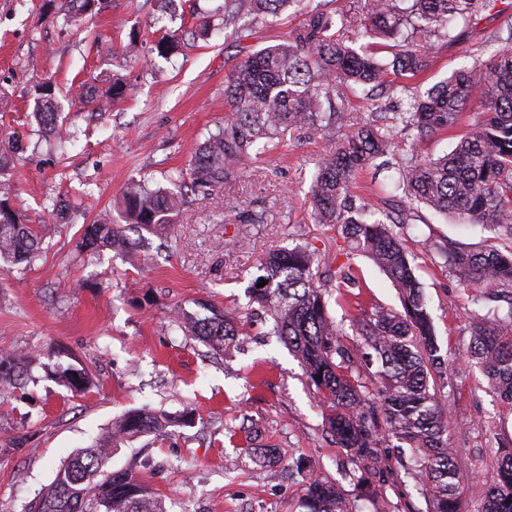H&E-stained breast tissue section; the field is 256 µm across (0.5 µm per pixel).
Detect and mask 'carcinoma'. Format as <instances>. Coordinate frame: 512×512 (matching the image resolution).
<instances>
[{"label":"carcinoma","mask_w":512,"mask_h":512,"mask_svg":"<svg viewBox=\"0 0 512 512\" xmlns=\"http://www.w3.org/2000/svg\"><path fill=\"white\" fill-rule=\"evenodd\" d=\"M291 0H224L219 9L224 29L236 28L243 15L264 22ZM499 0H367L366 11L321 9L280 42L252 52L224 84L229 111L224 124L195 152L192 183L212 188L242 174V163L260 142L273 140L283 128L318 135L327 150L310 188L312 218L336 227L347 248L364 254L398 289L402 310L373 305L353 320L359 340L341 339L339 324L328 312L330 289L336 304L351 305V289L360 287L350 267L336 268L302 245L269 253L249 285L251 300L272 322L271 333L300 362L309 384L327 404V432L356 465L353 480L364 492L351 501L342 486L319 475L310 477L303 512H363L370 477L386 471L384 444L409 453L401 464V482L423 499L421 512H461L456 450L450 444L447 409L431 382L446 377L448 355L442 353L433 319L412 260L394 233L395 224L421 217L415 205L466 224L501 231L502 248L450 251L437 242L426 248L439 266L472 288L512 287V32L487 63L475 61L454 71L424 94L409 81L423 73L440 44H453ZM354 31L373 41L355 47L344 37ZM384 42H378V39ZM179 36H162L153 51L168 57L179 50ZM373 95L380 90L405 94L408 107L387 116L363 117L350 109L346 91ZM480 96H475V92ZM46 100L36 113L42 128L53 133L59 113ZM480 119L438 158L422 155L420 144L438 131L456 127L463 113ZM379 158L395 162L396 177L379 204L358 193L357 174ZM183 198L151 189L141 180L122 195V215L142 232L130 240L121 224L83 226L81 247L95 252L111 247L132 251L148 236L169 233L177 223ZM241 224H263L259 210L227 205ZM43 235L26 224L0 198V261L30 265L39 257ZM265 286L258 287L261 281ZM207 315H180L177 327L223 355L236 345L240 321L206 302ZM461 359L479 367L489 387L512 402V301L472 317L471 339ZM28 356L0 354V385L21 377ZM375 385L370 391L363 375ZM177 417L145 406L124 413L112 430L73 454L55 472L31 512H169L164 499L128 469H110L112 449L141 435H164ZM482 512H512V448L501 452L498 478L483 492Z\"/></svg>","instance_id":"1"}]
</instances>
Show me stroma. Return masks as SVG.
Instances as JSON below:
<instances>
[{
  "label": "stroma",
  "mask_w": 512,
  "mask_h": 512,
  "mask_svg": "<svg viewBox=\"0 0 512 512\" xmlns=\"http://www.w3.org/2000/svg\"><path fill=\"white\" fill-rule=\"evenodd\" d=\"M224 0H98L92 13L64 23L46 0H0V141L21 143L12 168L0 177L27 223L49 229L32 266L0 273V352L30 356L23 383L0 390V512H26L58 466L144 405L172 415L191 410L193 421L144 436L112 454V468H131L176 512H300L310 474L358 490L354 465L327 434L325 408L286 346L246 289L266 254L291 243L318 256L335 253L332 226L311 216L310 187L324 143L283 130L265 151L244 162L236 182L198 191L186 184L198 145L223 122L224 84L249 54L299 26L323 0H292L268 22L243 16L251 35L237 39L223 27L199 33L203 18ZM505 16L487 13L456 44L441 48L415 91L425 92L464 64L489 60ZM186 38L169 58L151 49L167 32ZM125 94L111 100L113 80ZM90 83L103 105L91 111L77 94ZM71 137L66 147L38 134L35 103L45 85ZM132 180L183 194L170 235L151 237L132 257L80 247L82 225L120 223V201ZM67 208L56 217L52 204ZM265 208L263 224H228L227 203ZM416 224L395 231L413 255L448 377L437 391L449 413L448 433L463 477V512H479L480 494L494 484L498 447L512 441V405L491 391L480 371L458 354L470 340L474 293L436 265L425 240L462 250L500 247L492 228L421 210ZM349 262L361 282V307L400 309L398 291L362 254ZM204 299L237 314L241 346L216 357L172 328L176 311L196 312ZM361 307L330 305L349 328ZM88 373L77 391L59 372ZM257 448L275 449L274 468L260 465ZM376 495L364 512H416L424 502L396 470L373 477Z\"/></svg>",
  "instance_id": "stroma-1"
}]
</instances>
